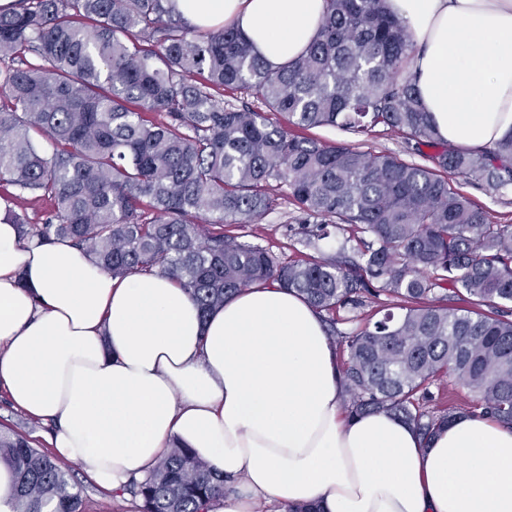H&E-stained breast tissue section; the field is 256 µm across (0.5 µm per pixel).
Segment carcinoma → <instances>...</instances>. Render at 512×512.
I'll list each match as a JSON object with an SVG mask.
<instances>
[{"label": "carcinoma", "instance_id": "1", "mask_svg": "<svg viewBox=\"0 0 512 512\" xmlns=\"http://www.w3.org/2000/svg\"><path fill=\"white\" fill-rule=\"evenodd\" d=\"M166 4L19 0L0 12V186L13 189L6 212L22 236L69 240L114 278L167 275L204 317L276 283L324 317L350 415L384 410L424 439L459 413L512 428V319L499 314L512 303V224L458 188L512 186V135L479 151L439 137L407 76L411 32L384 0H326L314 42L277 69L235 27L196 30ZM219 88L262 108L226 105ZM319 127L397 131L424 162L304 135ZM30 196L51 202L39 224L15 210ZM285 198L306 245L351 231L339 255L286 262L224 233ZM448 284L465 306L437 295ZM382 295L393 307L337 328V312L354 322ZM447 377L476 403L436 404L431 385ZM0 466L11 512H83L77 485L30 437L1 430ZM130 492L139 512H208L224 476L177 446Z\"/></svg>", "mask_w": 512, "mask_h": 512}]
</instances>
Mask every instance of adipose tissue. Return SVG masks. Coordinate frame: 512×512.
Wrapping results in <instances>:
<instances>
[{"label":"adipose tissue","instance_id":"obj_1","mask_svg":"<svg viewBox=\"0 0 512 512\" xmlns=\"http://www.w3.org/2000/svg\"><path fill=\"white\" fill-rule=\"evenodd\" d=\"M200 30L238 28L270 68L300 57L325 0H172ZM410 29L409 73L442 140L512 134V0H386ZM0 388L54 421L51 444L101 485L170 448L223 474L209 512H512V429L456 415L430 439L384 411L348 415L322 316L243 289L201 316L171 278H112L68 241L23 239L0 204Z\"/></svg>","mask_w":512,"mask_h":512}]
</instances>
